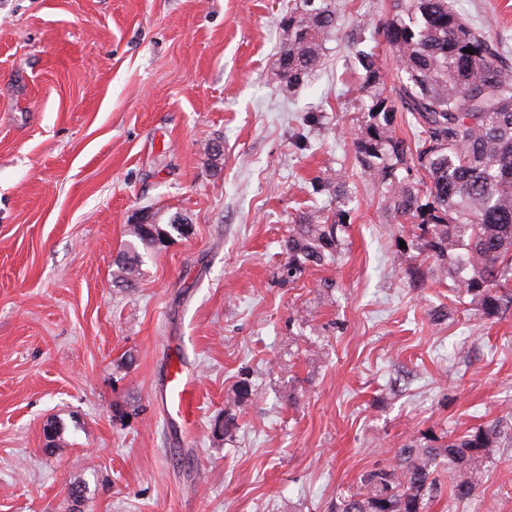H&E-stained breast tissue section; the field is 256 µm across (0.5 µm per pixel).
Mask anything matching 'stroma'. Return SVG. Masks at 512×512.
<instances>
[{
	"instance_id": "stroma-1",
	"label": "stroma",
	"mask_w": 512,
	"mask_h": 512,
	"mask_svg": "<svg viewBox=\"0 0 512 512\" xmlns=\"http://www.w3.org/2000/svg\"><path fill=\"white\" fill-rule=\"evenodd\" d=\"M287 3L0 0V512H329L408 440L512 420V311L452 306L446 275L414 287L416 250L355 174L352 40L394 73L374 32L393 0H350L295 89L275 65ZM454 6L512 60V0ZM345 174L336 263L284 280L292 216ZM144 210L189 230L126 283ZM175 362L197 380L188 422L160 401ZM465 512H512L511 444ZM146 252L141 253L138 245L131 243L118 259L119 268L127 282L136 280L141 275Z\"/></svg>"
}]
</instances>
